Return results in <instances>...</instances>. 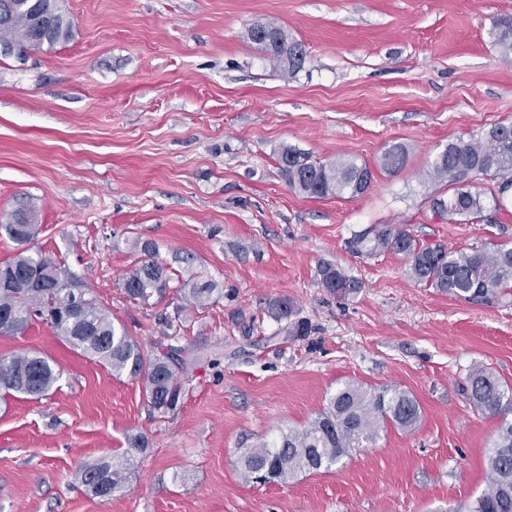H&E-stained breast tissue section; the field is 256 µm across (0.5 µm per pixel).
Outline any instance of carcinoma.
I'll return each instance as SVG.
<instances>
[{"instance_id":"1","label":"carcinoma","mask_w":512,"mask_h":512,"mask_svg":"<svg viewBox=\"0 0 512 512\" xmlns=\"http://www.w3.org/2000/svg\"><path fill=\"white\" fill-rule=\"evenodd\" d=\"M52 0H0V43L18 51L31 47L49 48L67 41L73 25L62 13H53ZM273 40L261 38L257 27L248 31L249 39L290 75L300 72L306 61L302 43L288 37L280 27L265 23ZM494 44L505 57L512 56V18L495 25ZM406 152L400 146L388 148L382 167L389 172L405 163ZM281 172L288 185L309 197L357 195L371 186L373 173L365 163L343 160L332 163L312 161L288 148L280 156ZM433 176L453 185L448 197L433 199L440 214L465 221L483 217L484 200L471 188L483 177L501 180L499 191L512 188V125L499 124L483 135L466 142L451 143L436 158ZM37 212L24 207L0 226L18 246L12 261L0 266V278L10 286L0 289V335L10 336L39 319L53 328L73 348L79 349L121 377L142 382L150 406L161 413L173 411L180 399L179 375L188 364L182 349L168 346L157 354L142 346L111 316L96 298L89 295L83 281L61 269L55 260L34 249L38 234ZM349 249L359 255L380 251L401 254L409 261L410 276L418 283L469 303L498 304L512 288V246L496 244L491 248L445 251L424 246L409 231L392 224L374 225L350 238ZM145 258L122 279L127 296L142 304L165 293L170 278L167 270L153 260L154 247L140 246ZM49 270L62 271L65 282L55 288H37L34 281ZM320 283L330 294L344 297L358 292L359 282L342 269L325 265L319 269ZM184 299L192 308H204L213 300L215 283L192 275L184 283ZM60 378L50 361L40 356L17 354L0 358V389L42 397ZM474 408L502 416L492 446L486 455L489 476L487 488L470 504L468 512H512V387L482 365L470 370L463 388ZM421 419L417 401L404 390L384 387L369 391L347 384L328 398L324 408L306 426L290 428L274 439L259 438L237 449V466L247 482H286L303 472L330 468L389 425L415 428ZM78 476L87 494L110 498L123 491L130 478V459L103 457L79 465Z\"/></svg>"}]
</instances>
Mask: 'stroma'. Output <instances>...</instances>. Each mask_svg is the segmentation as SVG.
<instances>
[{
  "mask_svg": "<svg viewBox=\"0 0 512 512\" xmlns=\"http://www.w3.org/2000/svg\"><path fill=\"white\" fill-rule=\"evenodd\" d=\"M69 41L0 54V226L38 210L36 245L85 281L145 350L160 316L194 365L174 411L153 410L140 381L115 377L45 323L0 336V357L60 369L36 398L0 390V512H466L486 487L500 416L461 392L474 364L512 387V297L479 306L416 283L406 258L358 255L347 239L400 224L422 245L512 244V189L483 220L434 212L451 191L432 178L448 144L512 124V59L492 30L512 0H59ZM301 41L296 75L252 43L256 23ZM406 148L402 169H382ZM354 160L365 193L310 198L280 173L284 148ZM150 242L170 288L134 303L122 277ZM335 265L361 288H322ZM223 288L204 309L190 275ZM288 301L308 335L271 306ZM408 391L418 427L388 426L328 469L247 483L236 450L300 428L344 385ZM132 452L125 492L87 495L81 462ZM130 451V450H129Z\"/></svg>",
  "mask_w": 512,
  "mask_h": 512,
  "instance_id": "35a3bbf8",
  "label": "stroma"
}]
</instances>
